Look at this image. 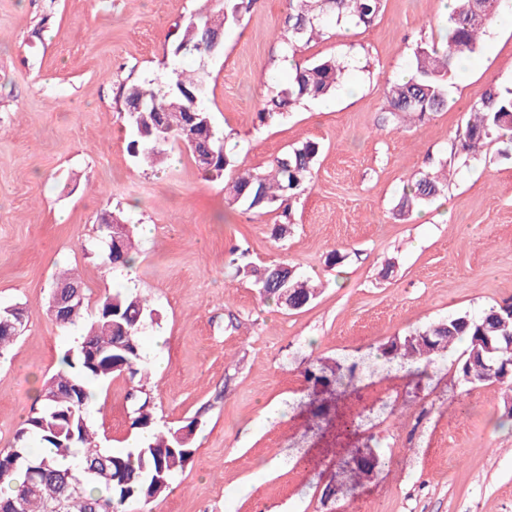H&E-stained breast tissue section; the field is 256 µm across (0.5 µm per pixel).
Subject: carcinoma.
I'll return each instance as SVG.
<instances>
[{"instance_id": "cac0c4a2", "label": "carcinoma", "mask_w": 512, "mask_h": 512, "mask_svg": "<svg viewBox=\"0 0 512 512\" xmlns=\"http://www.w3.org/2000/svg\"><path fill=\"white\" fill-rule=\"evenodd\" d=\"M256 0H224L218 14L199 13L184 24L175 25L173 43L184 53L201 57L198 45L204 36L224 32L249 12ZM382 0H290L284 37L295 53L323 34L328 18L355 27L367 26L381 10ZM500 0H456L448 16L445 49L421 47L415 52L411 73L389 81L383 88L387 112L394 117L413 115L422 120L447 106L448 79L458 63L476 52L486 28L496 17ZM343 67L332 59L297 67L258 113L260 121L287 113L304 100L323 99L336 90ZM207 83L195 69L174 65L161 85L131 83L124 87L126 104H138L141 111L126 116L132 132L128 149L150 167L164 161L167 146L181 143L192 160L196 153L211 150L213 158L201 168L211 181L227 179L224 191L230 206L260 213L278 212L272 234L282 238L290 226V201L311 184L313 166L320 145L306 141L275 158L265 171L236 169V158L225 137L214 133L208 143L192 145L184 133L185 112H161L173 101L185 105L198 99V121L211 119L204 106ZM469 119L458 134L459 150L467 158L480 154L492 142L512 151V95L493 89L468 105ZM163 125L159 131L156 126ZM443 189L438 178L424 174L403 188L400 211L410 213L430 201ZM120 249L107 248L103 262L129 266L132 227L122 218ZM237 272L248 277L267 301L298 310L314 298V289L286 264L244 267ZM62 328L77 327L83 308L61 313L48 308ZM26 318L17 306L0 307V356L16 336L8 323ZM149 300L136 292L117 291L103 296L94 320L84 326L80 342L67 350L61 368L41 390V407L24 420L11 447L0 450V484L21 472L24 480L0 492V512H129L133 504L144 509L164 495L173 477L184 470L192 456L194 422L179 428L157 426L150 396L143 381L149 370L143 354L141 335L156 320ZM464 340L466 349L456 371L462 383L471 386L497 384L502 391V424L512 426V378L500 379L512 369V315L508 305L491 306L475 317L467 312L450 315L407 336H397L379 346L375 360L393 364H431L434 357L450 351ZM127 374L138 379L134 393L132 426L146 434L144 442L128 451L114 452L99 446L90 418V389L93 384ZM306 378L330 384L343 380L336 369L315 359L305 370Z\"/></svg>"}]
</instances>
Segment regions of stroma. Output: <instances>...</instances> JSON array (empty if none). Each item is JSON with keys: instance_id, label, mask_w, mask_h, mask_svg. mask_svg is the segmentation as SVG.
Returning a JSON list of instances; mask_svg holds the SVG:
<instances>
[{"instance_id": "stroma-1", "label": "stroma", "mask_w": 512, "mask_h": 512, "mask_svg": "<svg viewBox=\"0 0 512 512\" xmlns=\"http://www.w3.org/2000/svg\"><path fill=\"white\" fill-rule=\"evenodd\" d=\"M441 3L382 0L370 26L347 30L328 19L294 63L344 62L335 94L264 124L288 0H256L205 63L182 57L204 68L206 107L238 168L263 171L319 143L312 186L276 240L273 216L228 206L223 182L205 180L181 144L160 170L128 150L124 86L165 80L169 32L217 0H0V306L27 312L0 357V449L78 344L79 329L47 314L58 272L72 269L88 313L116 290L158 312L142 335L153 368L144 387L159 425L195 429L190 463L152 512H512L499 386L465 388L453 352L419 376L368 357L450 314L512 303V153L455 148L470 102L492 86L512 92V26L493 20L452 74L447 109L422 121L386 111L385 82L409 73L417 47L442 44ZM442 172L440 195L400 213L408 181ZM108 212L150 227L132 268L101 263ZM234 248L247 263L294 266L316 298L297 311L265 302L236 275ZM316 358L353 368L354 386L313 392L303 370ZM132 388L124 375L96 386L90 420L105 448L125 450L137 434ZM320 405L355 433L316 425ZM357 451L379 461L358 481L348 468Z\"/></svg>"}]
</instances>
